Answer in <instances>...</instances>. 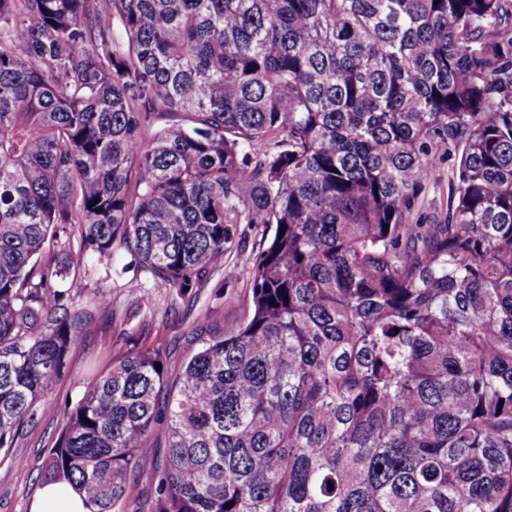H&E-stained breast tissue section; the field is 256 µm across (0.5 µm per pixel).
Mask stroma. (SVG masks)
<instances>
[{
  "label": "stroma",
  "mask_w": 512,
  "mask_h": 512,
  "mask_svg": "<svg viewBox=\"0 0 512 512\" xmlns=\"http://www.w3.org/2000/svg\"><path fill=\"white\" fill-rule=\"evenodd\" d=\"M271 230L264 224H238L234 246L199 287L178 294L146 284L137 267H126L122 252L108 259H79L78 228L70 230V248L62 282L87 324L69 353L67 367L48 396L51 407L24 428L7 457L0 458V512H30L40 490L44 458L66 423L68 411L113 359L142 346L165 351L169 374H176L187 354L199 348L195 335L201 318L225 324L245 319L251 310L253 258L265 247ZM162 427L148 440L150 450L128 478L119 512H150L156 485L149 475L162 458Z\"/></svg>",
  "instance_id": "stroma-1"
}]
</instances>
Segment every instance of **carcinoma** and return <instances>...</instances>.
Returning a JSON list of instances; mask_svg holds the SVG:
<instances>
[{"mask_svg": "<svg viewBox=\"0 0 512 512\" xmlns=\"http://www.w3.org/2000/svg\"><path fill=\"white\" fill-rule=\"evenodd\" d=\"M243 223L251 314L115 360L43 483L112 512L163 423L151 512H512V0H0V455L81 316L48 239L185 293ZM449 167L448 158L441 160L436 172L439 185L435 188H428L418 200L414 216L424 218L426 223H428L427 220H432L434 217L444 214L447 210Z\"/></svg>", "mask_w": 512, "mask_h": 512, "instance_id": "carcinoma-1", "label": "carcinoma"}]
</instances>
